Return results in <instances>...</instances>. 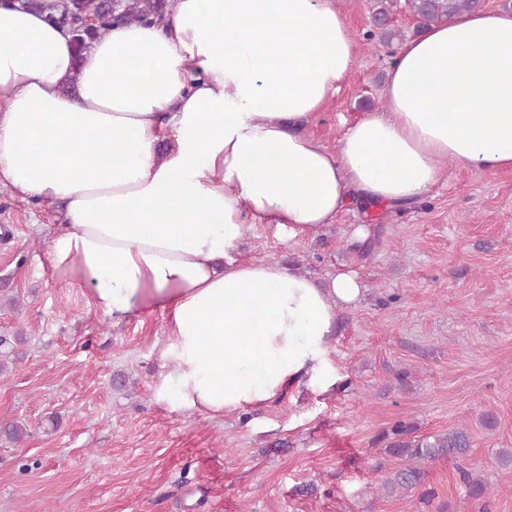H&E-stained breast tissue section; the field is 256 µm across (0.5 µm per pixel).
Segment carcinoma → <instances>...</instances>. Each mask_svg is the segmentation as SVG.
Listing matches in <instances>:
<instances>
[{"instance_id":"cac0c4a2","label":"carcinoma","mask_w":512,"mask_h":512,"mask_svg":"<svg viewBox=\"0 0 512 512\" xmlns=\"http://www.w3.org/2000/svg\"><path fill=\"white\" fill-rule=\"evenodd\" d=\"M400 0H376L371 29L363 34L367 41L375 40L386 46L405 39L404 32L389 25L394 8ZM21 8L34 10L46 16L48 21L66 29L75 46L82 50L106 34L112 26L126 23H156L170 14L174 0H15ZM409 11L418 20L413 35L422 34L433 24L449 22L464 11L481 8V0H405ZM95 18L93 26H85L82 20ZM23 342V337L0 336V372L9 368L13 361V345ZM412 427L398 424L391 431L387 452L398 458L401 465L381 484L388 497L402 496L424 483L423 465L442 458L468 457L470 438L467 430L457 427L418 439H409ZM460 478L469 495L481 498L487 494L482 480L473 477L471 470L460 469Z\"/></svg>"}]
</instances>
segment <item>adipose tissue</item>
<instances>
[{
  "instance_id": "1",
  "label": "adipose tissue",
  "mask_w": 512,
  "mask_h": 512,
  "mask_svg": "<svg viewBox=\"0 0 512 512\" xmlns=\"http://www.w3.org/2000/svg\"><path fill=\"white\" fill-rule=\"evenodd\" d=\"M356 49L336 0H176L80 55L41 13L0 5V186L64 203L49 259L92 307L166 318L158 395L172 410L242 413L327 379L359 277L237 257L252 225L298 236L358 208H413L446 160L512 170L511 10L401 43L384 111L332 150L305 125Z\"/></svg>"
}]
</instances>
